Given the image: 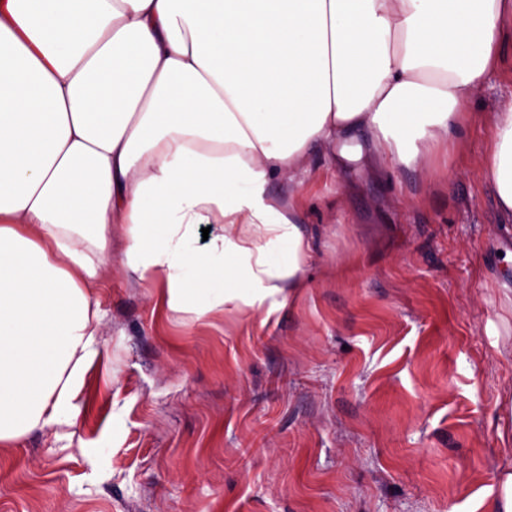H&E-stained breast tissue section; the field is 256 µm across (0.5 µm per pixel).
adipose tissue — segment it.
Listing matches in <instances>:
<instances>
[{
	"mask_svg": "<svg viewBox=\"0 0 512 512\" xmlns=\"http://www.w3.org/2000/svg\"><path fill=\"white\" fill-rule=\"evenodd\" d=\"M508 36L512 0H0V444L83 392L114 240L196 318L289 301L312 151L418 164ZM491 124L512 215V103ZM202 224L223 232L201 251Z\"/></svg>",
	"mask_w": 512,
	"mask_h": 512,
	"instance_id": "obj_1",
	"label": "adipose tissue"
}]
</instances>
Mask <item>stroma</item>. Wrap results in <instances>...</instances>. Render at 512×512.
<instances>
[{"mask_svg": "<svg viewBox=\"0 0 512 512\" xmlns=\"http://www.w3.org/2000/svg\"><path fill=\"white\" fill-rule=\"evenodd\" d=\"M512 43L420 166L307 161L305 285L206 320L104 275L70 423L0 445V512H488L512 427V218L485 171Z\"/></svg>", "mask_w": 512, "mask_h": 512, "instance_id": "stroma-1", "label": "stroma"}]
</instances>
